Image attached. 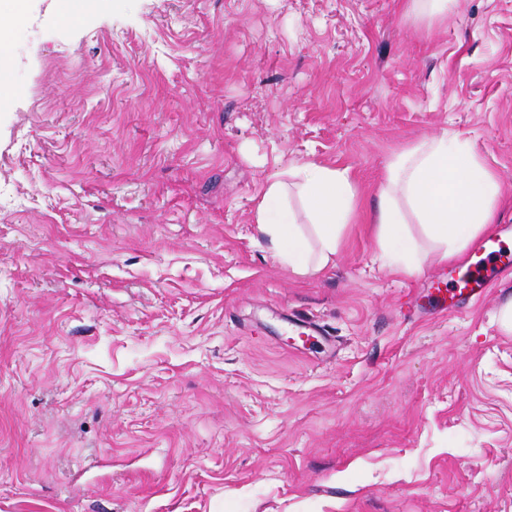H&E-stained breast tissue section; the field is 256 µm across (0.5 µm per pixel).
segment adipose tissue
I'll use <instances>...</instances> for the list:
<instances>
[{
	"instance_id": "obj_1",
	"label": "adipose tissue",
	"mask_w": 512,
	"mask_h": 512,
	"mask_svg": "<svg viewBox=\"0 0 512 512\" xmlns=\"http://www.w3.org/2000/svg\"><path fill=\"white\" fill-rule=\"evenodd\" d=\"M293 185L268 182L255 207L261 237L278 261L299 275L332 265L342 233L355 216V188L348 169L306 163L290 170ZM304 203L306 224L287 208L289 194ZM502 200L497 175L452 133L394 154L372 212L381 253L394 270H416L426 258L446 262L489 230ZM420 224L414 237L409 223Z\"/></svg>"
}]
</instances>
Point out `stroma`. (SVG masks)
Instances as JSON below:
<instances>
[{
    "instance_id": "35a3bbf8",
    "label": "stroma",
    "mask_w": 512,
    "mask_h": 512,
    "mask_svg": "<svg viewBox=\"0 0 512 512\" xmlns=\"http://www.w3.org/2000/svg\"><path fill=\"white\" fill-rule=\"evenodd\" d=\"M49 3L0 98V512H512V250L439 315L467 257L396 272L367 229L446 131L512 225V0ZM304 162L357 208L301 276L255 198ZM405 15L429 22L442 19L448 15L457 0H404Z\"/></svg>"
}]
</instances>
